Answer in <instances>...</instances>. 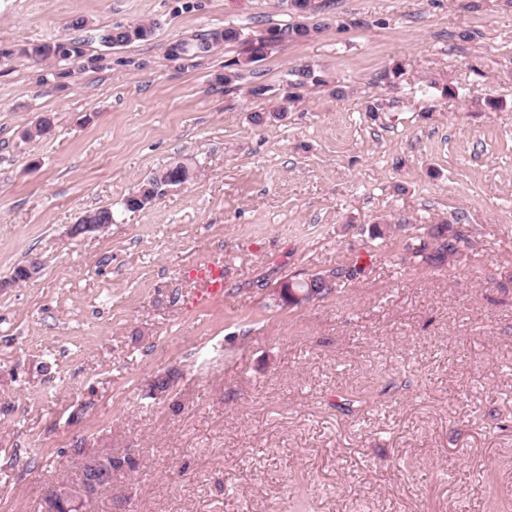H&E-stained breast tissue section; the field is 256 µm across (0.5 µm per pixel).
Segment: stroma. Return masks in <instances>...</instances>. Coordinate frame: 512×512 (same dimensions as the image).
<instances>
[{"instance_id":"35a3bbf8","label":"stroma","mask_w":512,"mask_h":512,"mask_svg":"<svg viewBox=\"0 0 512 512\" xmlns=\"http://www.w3.org/2000/svg\"><path fill=\"white\" fill-rule=\"evenodd\" d=\"M312 7L317 33L250 64L254 97L216 81L246 45L168 49L259 34L288 0H0V512L77 486L81 447L137 461L87 512H512V0ZM141 21L148 39L95 37ZM48 41L82 54L24 55ZM302 64L327 84L284 104ZM178 159L198 177L123 209ZM104 206L113 224L72 234ZM434 224L466 267L410 261ZM215 257L224 295L191 308ZM340 265L353 282L279 304ZM244 33L242 29L234 24L224 25L223 29H216L210 33L203 34L200 37L196 36L191 41L180 42L184 46L183 53L185 55H197L200 53H209L212 49L222 45L224 43H234L242 41ZM213 42V45H212Z\"/></svg>"}]
</instances>
